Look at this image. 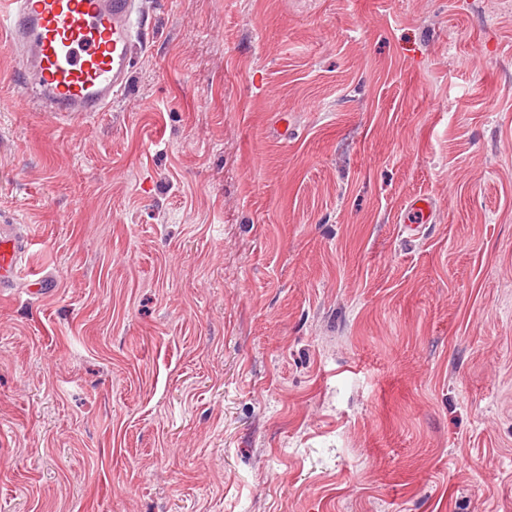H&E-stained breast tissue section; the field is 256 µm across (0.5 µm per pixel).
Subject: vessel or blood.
Listing matches in <instances>:
<instances>
[{
    "mask_svg": "<svg viewBox=\"0 0 512 512\" xmlns=\"http://www.w3.org/2000/svg\"><path fill=\"white\" fill-rule=\"evenodd\" d=\"M138 0H9L0 45L18 60L22 109L80 118L111 106L129 82ZM432 202L415 198L405 229L418 235ZM25 225H0V295L31 248Z\"/></svg>",
    "mask_w": 512,
    "mask_h": 512,
    "instance_id": "vessel-or-blood-1",
    "label": "vessel or blood"
}]
</instances>
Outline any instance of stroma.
I'll use <instances>...</instances> for the list:
<instances>
[{"label":"stroma","mask_w":512,"mask_h":512,"mask_svg":"<svg viewBox=\"0 0 512 512\" xmlns=\"http://www.w3.org/2000/svg\"><path fill=\"white\" fill-rule=\"evenodd\" d=\"M143 8L71 124L0 48V512H512V0ZM432 214V202L427 197L415 198L409 206V217L405 221V230L409 236H416L420 224H428ZM31 245L32 239L25 225H0V295L11 288Z\"/></svg>","instance_id":"stroma-1"}]
</instances>
